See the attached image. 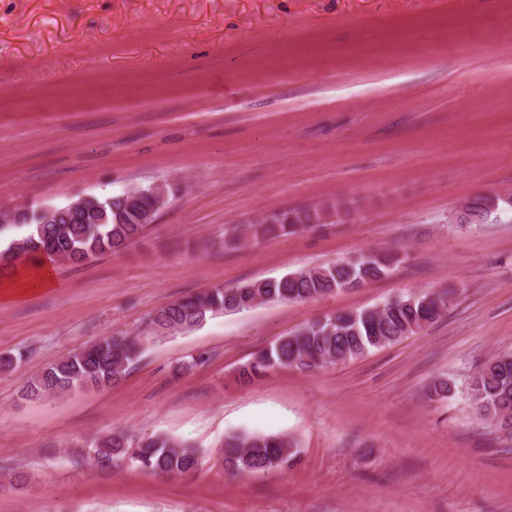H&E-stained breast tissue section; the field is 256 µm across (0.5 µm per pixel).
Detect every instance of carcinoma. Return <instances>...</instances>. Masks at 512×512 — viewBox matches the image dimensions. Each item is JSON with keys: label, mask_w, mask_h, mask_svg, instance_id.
Wrapping results in <instances>:
<instances>
[{"label": "carcinoma", "mask_w": 512, "mask_h": 512, "mask_svg": "<svg viewBox=\"0 0 512 512\" xmlns=\"http://www.w3.org/2000/svg\"><path fill=\"white\" fill-rule=\"evenodd\" d=\"M174 191L175 187L164 185L162 200L143 194L131 202L126 191L99 196L101 206L89 203L78 219L63 211L54 224H43L35 217L25 224H0V236L13 232L5 253L13 263H26L45 253L62 262L82 264L97 255L122 251L145 232L146 213L159 210ZM500 203L502 199L497 197H475L470 200L464 220L481 224L499 210ZM319 219L315 210L286 211L276 224L254 225L253 234L257 237L292 231ZM398 262L394 253L370 251L354 259L301 269L282 277L190 295L155 312L150 320L151 332L157 336L184 333L219 313L243 312L273 302H305L344 291L358 281L385 276ZM451 301L447 291L412 293L381 307L309 322L261 350L241 369L240 378L247 383L281 368L312 370L356 359L423 329L441 316ZM142 351L143 342L137 336H106L45 367L26 383L25 397L40 399L74 390L110 387L126 374ZM469 388L477 413L512 434V355L487 361L470 378ZM294 455L292 442L285 436L241 432L224 438V463L242 475L284 468ZM93 456L108 463L127 456L146 469L171 476L190 474L199 465L194 449L164 433L134 441L122 433L110 434L98 440Z\"/></svg>", "instance_id": "cac0c4a2"}]
</instances>
